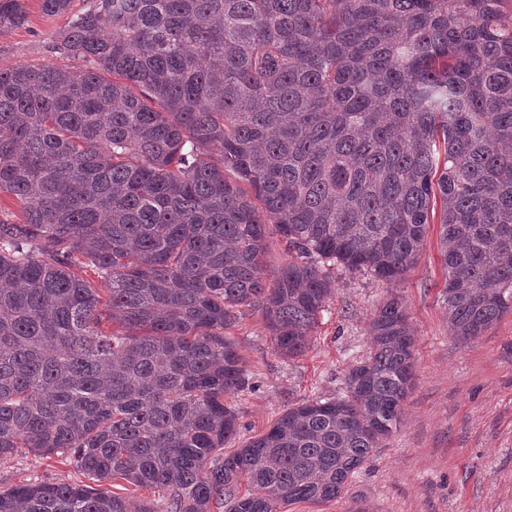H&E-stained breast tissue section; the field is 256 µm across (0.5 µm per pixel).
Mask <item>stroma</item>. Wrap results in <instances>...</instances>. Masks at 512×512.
<instances>
[{
  "label": "stroma",
  "mask_w": 512,
  "mask_h": 512,
  "mask_svg": "<svg viewBox=\"0 0 512 512\" xmlns=\"http://www.w3.org/2000/svg\"><path fill=\"white\" fill-rule=\"evenodd\" d=\"M45 14L29 0L24 25L0 30V69L19 65L80 70L82 58L57 52L71 15ZM336 285L305 355L274 347L260 312L246 309L227 331L242 358L248 387L227 396L238 415L233 451L258 437L287 410L340 394L348 371L365 356L367 325L383 303L402 296L416 331L415 385L402 420L337 498L297 502L280 512H512V312L482 336L457 343L440 294L445 285L438 225H429L417 264L393 283L335 271ZM66 455L20 449L0 458V492L25 483L88 484Z\"/></svg>",
  "instance_id": "1"
}]
</instances>
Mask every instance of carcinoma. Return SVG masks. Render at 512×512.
I'll return each instance as SVG.
<instances>
[{"mask_svg":"<svg viewBox=\"0 0 512 512\" xmlns=\"http://www.w3.org/2000/svg\"><path fill=\"white\" fill-rule=\"evenodd\" d=\"M504 2L95 0L58 40L90 68L0 70V193L22 204L0 220V458L62 450L162 502L43 483L0 492V512L341 495L414 387L403 298L375 314L342 393L229 454L224 395L246 379L224 330L257 308L281 355L305 354L331 270L399 280L430 224L454 338L512 311ZM26 18V0H0V29ZM270 230L294 260L269 283Z\"/></svg>","mask_w":512,"mask_h":512,"instance_id":"cac0c4a2","label":"carcinoma"}]
</instances>
